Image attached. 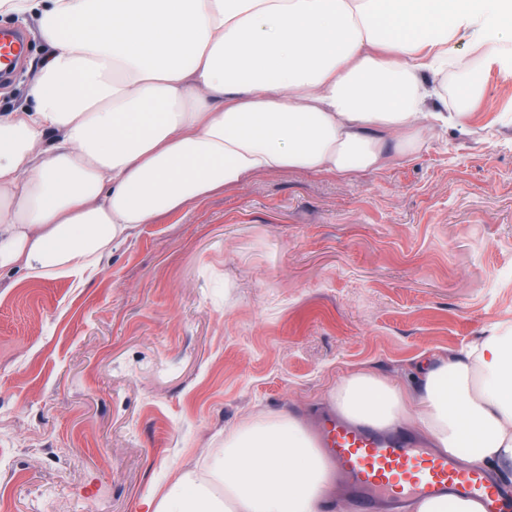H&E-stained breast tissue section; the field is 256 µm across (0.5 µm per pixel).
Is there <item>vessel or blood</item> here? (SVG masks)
I'll return each instance as SVG.
<instances>
[{
    "instance_id": "obj_1",
    "label": "vessel or blood",
    "mask_w": 512,
    "mask_h": 512,
    "mask_svg": "<svg viewBox=\"0 0 512 512\" xmlns=\"http://www.w3.org/2000/svg\"><path fill=\"white\" fill-rule=\"evenodd\" d=\"M321 443L363 512H374L377 503L396 491L407 500L454 494L478 499L484 512H512V503L482 470L460 467L447 454L418 446L407 434L336 420L324 426Z\"/></svg>"
}]
</instances>
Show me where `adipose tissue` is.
<instances>
[{
  "label": "adipose tissue",
  "mask_w": 512,
  "mask_h": 512,
  "mask_svg": "<svg viewBox=\"0 0 512 512\" xmlns=\"http://www.w3.org/2000/svg\"><path fill=\"white\" fill-rule=\"evenodd\" d=\"M2 13L35 17L51 46L31 106L0 114V270L34 280L84 283L137 225L253 176L350 179L465 126L480 86L429 106L471 64L448 49L459 32L481 63L512 69L481 37L512 27V0H0ZM331 401L512 483L511 325L419 371L412 391L360 372ZM333 488L302 420L260 416L146 512H323Z\"/></svg>",
  "instance_id": "obj_1"
}]
</instances>
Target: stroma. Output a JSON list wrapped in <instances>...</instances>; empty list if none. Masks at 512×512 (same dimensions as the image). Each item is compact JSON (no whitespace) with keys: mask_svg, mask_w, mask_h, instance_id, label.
Returning a JSON list of instances; mask_svg holds the SVG:
<instances>
[{"mask_svg":"<svg viewBox=\"0 0 512 512\" xmlns=\"http://www.w3.org/2000/svg\"><path fill=\"white\" fill-rule=\"evenodd\" d=\"M0 80L25 103L48 52ZM466 129L347 181L261 174L113 243L82 286L0 272V512H143L247 419L330 412L342 378L512 325V74Z\"/></svg>","mask_w":512,"mask_h":512,"instance_id":"stroma-1","label":"stroma"}]
</instances>
